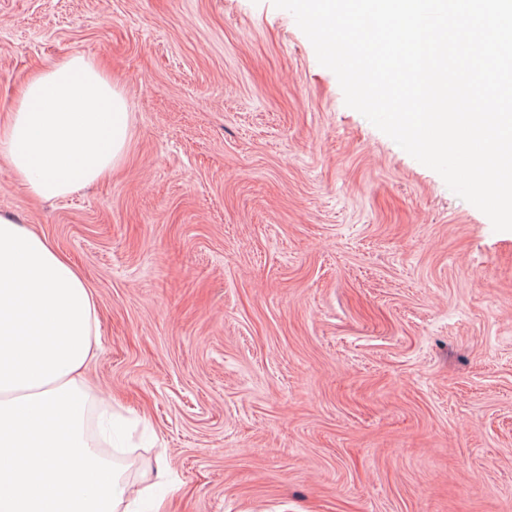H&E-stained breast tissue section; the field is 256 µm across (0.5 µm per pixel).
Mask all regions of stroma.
<instances>
[{"label": "stroma", "instance_id": "1", "mask_svg": "<svg viewBox=\"0 0 512 512\" xmlns=\"http://www.w3.org/2000/svg\"><path fill=\"white\" fill-rule=\"evenodd\" d=\"M81 54L111 177L0 213L96 293L88 379L170 512H512V231L356 110L272 0H0V121Z\"/></svg>", "mask_w": 512, "mask_h": 512}]
</instances>
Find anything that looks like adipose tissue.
<instances>
[{"label":"adipose tissue","mask_w":512,"mask_h":512,"mask_svg":"<svg viewBox=\"0 0 512 512\" xmlns=\"http://www.w3.org/2000/svg\"><path fill=\"white\" fill-rule=\"evenodd\" d=\"M129 131L121 90L75 54L26 80L0 151L33 196L57 200L118 167ZM100 329L81 269L0 214V512H163L151 487L130 496L87 433L100 398L85 370Z\"/></svg>","instance_id":"ef3b65f1"}]
</instances>
